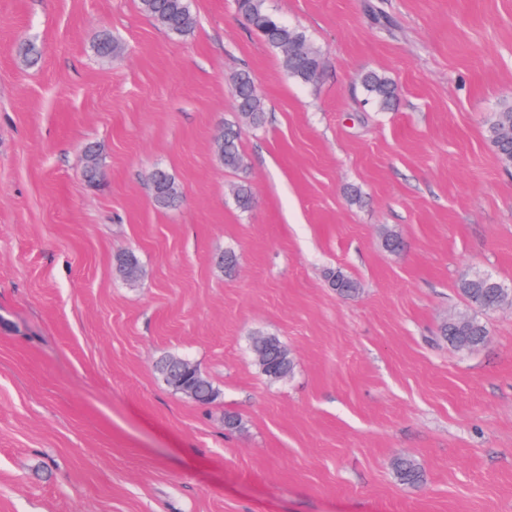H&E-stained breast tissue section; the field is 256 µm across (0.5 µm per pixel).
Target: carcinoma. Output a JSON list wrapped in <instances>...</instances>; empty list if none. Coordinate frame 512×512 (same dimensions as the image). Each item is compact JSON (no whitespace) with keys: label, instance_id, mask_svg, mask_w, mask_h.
<instances>
[{"label":"carcinoma","instance_id":"carcinoma-1","mask_svg":"<svg viewBox=\"0 0 512 512\" xmlns=\"http://www.w3.org/2000/svg\"><path fill=\"white\" fill-rule=\"evenodd\" d=\"M139 2L142 13L166 32L176 36H187L194 32L197 19L188 0ZM236 7L247 24L281 55L283 66L291 78L305 85L317 83L324 67V54L305 31L281 22L267 10L265 0H236ZM94 49L97 56L108 58L117 51L118 44L105 32L98 37ZM361 83L366 93L365 103L379 112L392 108L397 89L385 74L368 71L362 75ZM233 91L237 121L224 127V139L216 148L219 160L227 169H239L243 166L241 129L258 128L265 119L263 98L249 72L241 71L236 74L233 78ZM488 137L498 160L505 166H512V105L506 104L494 114L489 123ZM232 195L235 206L240 211L247 212L252 208L254 195L249 183L243 181L237 184ZM177 199L178 190L172 176L168 174L164 195L154 197V201L162 207H169ZM119 263L126 278H138L140 267L134 254L122 255ZM326 280L329 287L335 289L340 296H352L358 291L357 281L340 268L329 270ZM458 290L470 307L479 311L489 312L512 306V288H488L480 275L460 281ZM488 334L486 323L467 311L459 322L447 323L440 328V335L458 351H470L483 345ZM251 343L265 354L266 361L259 364V367L269 380L278 381L293 374L294 359L278 337L258 334L252 337ZM156 369L169 388L199 404H209L218 397V390L212 382L196 364L186 358L164 355L157 361ZM395 469L398 478L406 484H417L421 481V469L412 460H398Z\"/></svg>","mask_w":512,"mask_h":512}]
</instances>
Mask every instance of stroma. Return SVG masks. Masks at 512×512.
<instances>
[{"instance_id":"obj_1","label":"stroma","mask_w":512,"mask_h":512,"mask_svg":"<svg viewBox=\"0 0 512 512\" xmlns=\"http://www.w3.org/2000/svg\"><path fill=\"white\" fill-rule=\"evenodd\" d=\"M188 3L177 37L138 0H0V512H512V307L482 313L472 351L439 333L468 270L512 288V167L486 131L512 102V0H266L322 49L313 85L235 0ZM243 70L266 118L231 170L214 143ZM368 70L396 83L393 110L365 105ZM157 168L175 206L152 197ZM227 250L230 277L212 263ZM330 267L359 293L328 288ZM258 332L291 377L260 372ZM166 354L217 399L172 391ZM263 350L265 362L259 363L262 373L270 381H278L293 374L295 364L288 349L276 336L257 334L251 339V345ZM272 358L269 360V358ZM156 369L169 388L199 404H209L218 397L212 382L189 359L167 354L157 361Z\"/></svg>"}]
</instances>
